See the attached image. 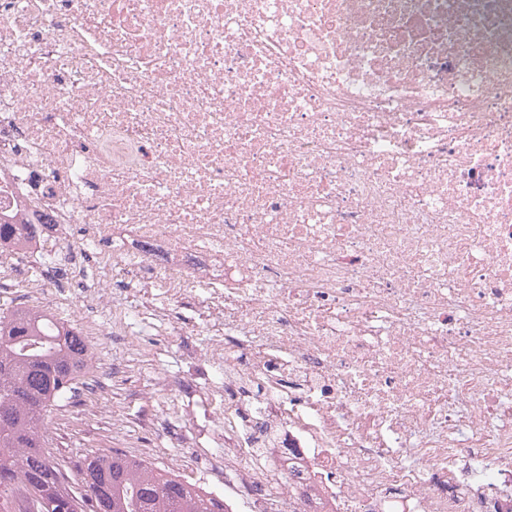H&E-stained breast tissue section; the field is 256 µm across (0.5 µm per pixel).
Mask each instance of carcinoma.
<instances>
[{"label": "carcinoma", "mask_w": 512, "mask_h": 512, "mask_svg": "<svg viewBox=\"0 0 512 512\" xmlns=\"http://www.w3.org/2000/svg\"><path fill=\"white\" fill-rule=\"evenodd\" d=\"M85 342L45 311L0 315V512L18 486L34 493L29 512H226L224 500L177 476L112 451L86 458L76 474L51 456L44 422L86 387Z\"/></svg>", "instance_id": "1"}]
</instances>
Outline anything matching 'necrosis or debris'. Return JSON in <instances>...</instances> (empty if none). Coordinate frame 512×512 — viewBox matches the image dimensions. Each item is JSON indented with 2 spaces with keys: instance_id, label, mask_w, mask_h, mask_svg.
Instances as JSON below:
<instances>
[{
  "instance_id": "1",
  "label": "necrosis or debris",
  "mask_w": 512,
  "mask_h": 512,
  "mask_svg": "<svg viewBox=\"0 0 512 512\" xmlns=\"http://www.w3.org/2000/svg\"><path fill=\"white\" fill-rule=\"evenodd\" d=\"M4 216L0 295L193 369L140 458L512 512V0H0Z\"/></svg>"
}]
</instances>
